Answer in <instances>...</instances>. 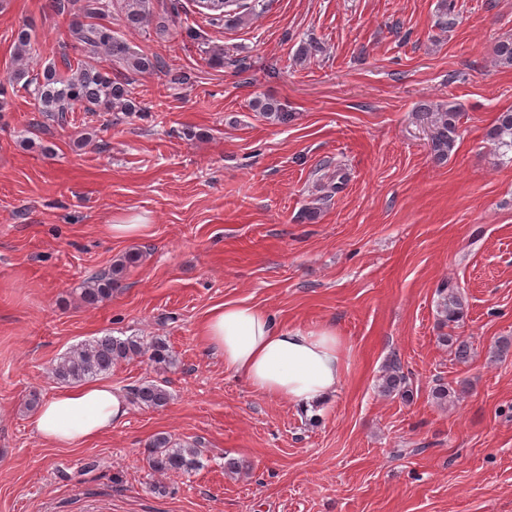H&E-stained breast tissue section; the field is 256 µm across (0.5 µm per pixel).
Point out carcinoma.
Listing matches in <instances>:
<instances>
[{
  "label": "carcinoma",
  "mask_w": 512,
  "mask_h": 512,
  "mask_svg": "<svg viewBox=\"0 0 512 512\" xmlns=\"http://www.w3.org/2000/svg\"><path fill=\"white\" fill-rule=\"evenodd\" d=\"M77 7L79 15L90 19L77 21L70 29L71 37L81 47L84 59L71 63L63 57L68 74L58 72L56 65L46 66L31 76L29 70L20 68L12 79L23 82L24 90L32 96L37 111L46 118L64 124L69 113L80 105L87 112H134L137 105L130 97V81L127 77H112L116 66L136 74H152L163 68L156 55L134 52L129 45L112 34V27L96 22L109 8L103 0H52L51 7L63 12ZM265 0H226L224 7L210 9V19L222 21L227 27L247 23L264 12ZM122 10L131 27L150 23V0H123ZM104 58V64L96 63ZM255 110L267 119L288 122L289 113L273 99H258ZM462 112L455 106L437 113L435 129L431 137V150L437 159H443L453 150L459 137ZM487 136L498 153H512V110L499 113ZM142 253L130 251L104 272L89 276L83 282L82 300L93 306L112 296L119 286L127 267L140 262ZM440 301L437 310L445 326H453L464 319L465 304L458 288L451 282L439 288ZM148 356V360L161 368L177 364L168 344L159 336L144 341L139 336H113L105 334L80 343L66 352L53 366L54 377L64 384H78L112 372V367L135 356ZM380 390L385 395L407 396V377L401 362L393 357L384 367ZM170 392L154 380H144L131 389V402L144 408H162L170 401ZM144 456L151 472L158 476L174 473H191L200 466L199 450L193 445L173 442L164 434L155 435L147 444Z\"/></svg>",
  "instance_id": "obj_1"
}]
</instances>
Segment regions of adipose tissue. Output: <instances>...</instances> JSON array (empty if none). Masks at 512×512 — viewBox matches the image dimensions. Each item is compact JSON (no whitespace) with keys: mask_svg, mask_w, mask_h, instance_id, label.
I'll use <instances>...</instances> for the list:
<instances>
[{"mask_svg":"<svg viewBox=\"0 0 512 512\" xmlns=\"http://www.w3.org/2000/svg\"><path fill=\"white\" fill-rule=\"evenodd\" d=\"M199 336L223 358L226 371L269 398L308 409L336 395L344 383L342 340L329 325H288L261 307L227 302L210 309ZM128 411L124 393L96 382L56 390L32 426L41 441L69 448L108 433Z\"/></svg>","mask_w":512,"mask_h":512,"instance_id":"ef3b65f1","label":"adipose tissue"}]
</instances>
